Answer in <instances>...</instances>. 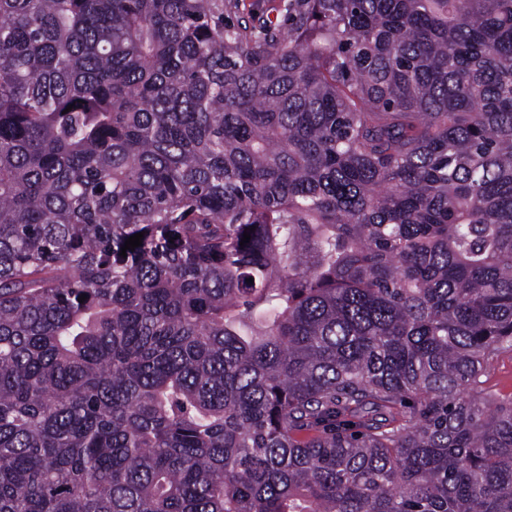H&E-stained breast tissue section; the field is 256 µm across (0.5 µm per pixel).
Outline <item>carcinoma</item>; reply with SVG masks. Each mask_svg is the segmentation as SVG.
I'll return each instance as SVG.
<instances>
[{"label":"carcinoma","instance_id":"obj_1","mask_svg":"<svg viewBox=\"0 0 512 512\" xmlns=\"http://www.w3.org/2000/svg\"><path fill=\"white\" fill-rule=\"evenodd\" d=\"M237 2L0 0V512H512V0ZM280 3V0H240L239 10L230 13L227 20L236 24L250 20L251 17H262L283 26L287 21L284 12L280 10ZM480 380L482 389L495 393L500 398L512 396V351L500 354Z\"/></svg>","mask_w":512,"mask_h":512}]
</instances>
